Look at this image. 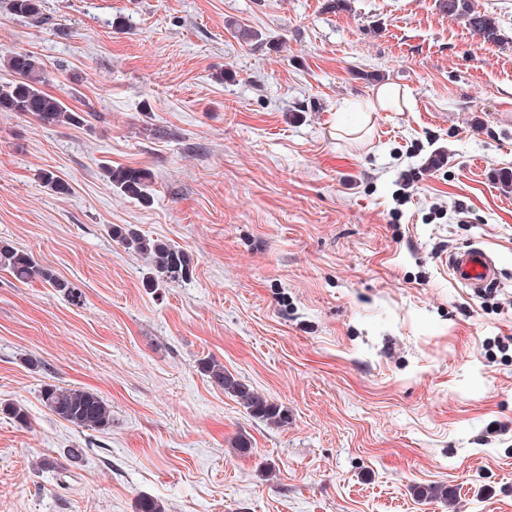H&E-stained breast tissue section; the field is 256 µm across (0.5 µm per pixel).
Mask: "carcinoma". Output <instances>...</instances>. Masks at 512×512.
<instances>
[{
  "instance_id": "cac0c4a2",
  "label": "carcinoma",
  "mask_w": 512,
  "mask_h": 512,
  "mask_svg": "<svg viewBox=\"0 0 512 512\" xmlns=\"http://www.w3.org/2000/svg\"><path fill=\"white\" fill-rule=\"evenodd\" d=\"M438 7L450 17L462 19L487 42H500V30L489 15L476 10L472 0H438ZM13 14L27 18L35 26L47 24L42 0H10ZM12 79L0 84V112H19L34 116L50 127L78 126L85 121L83 113L68 107L61 99L45 91L49 82L41 61L28 52H16L0 64ZM105 174L113 187L124 196L142 203L150 201L148 172L132 167H106ZM112 239L133 248L151 260L150 285H172L187 280L193 272L192 259L180 247L158 239L139 235L124 225L110 227ZM0 270L26 283L39 279L71 296L70 284L54 272L36 263L27 252L0 242ZM203 373L224 392L237 398L257 419L271 426H282L288 415L284 409L253 391L224 365L207 360ZM44 405L58 418L78 428L106 430L112 426V409L98 394L89 389L48 385L43 389Z\"/></svg>"
}]
</instances>
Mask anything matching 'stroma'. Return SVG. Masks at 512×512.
Returning <instances> with one entry per match:
<instances>
[{
	"label": "stroma",
	"instance_id": "stroma-1",
	"mask_svg": "<svg viewBox=\"0 0 512 512\" xmlns=\"http://www.w3.org/2000/svg\"><path fill=\"white\" fill-rule=\"evenodd\" d=\"M473 4L500 42L435 0H43L40 27L0 0V60L32 52L86 115L0 112V240L80 294L0 270V405L27 416L0 412V512H137L144 495L166 512H512V356L492 347L512 337V0ZM385 83L411 107L371 111ZM107 165L146 169L150 203ZM114 224L185 249L192 277L148 287ZM471 245L502 262L478 297L442 264ZM210 359L287 425L212 384ZM48 384L96 392L111 428L56 417ZM427 485L447 499L417 498Z\"/></svg>",
	"mask_w": 512,
	"mask_h": 512
}]
</instances>
